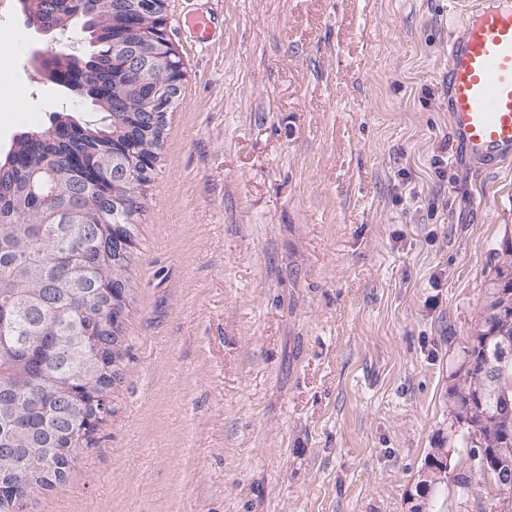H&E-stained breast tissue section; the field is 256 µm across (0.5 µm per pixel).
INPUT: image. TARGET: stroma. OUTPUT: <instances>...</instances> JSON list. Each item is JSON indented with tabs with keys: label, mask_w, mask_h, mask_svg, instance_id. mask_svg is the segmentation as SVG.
Segmentation results:
<instances>
[{
	"label": "stroma",
	"mask_w": 512,
	"mask_h": 512,
	"mask_svg": "<svg viewBox=\"0 0 512 512\" xmlns=\"http://www.w3.org/2000/svg\"><path fill=\"white\" fill-rule=\"evenodd\" d=\"M459 0H168L186 74L135 216L114 412L24 512H490L448 391L512 239L459 143ZM195 15L214 16L209 39ZM0 9V153L89 101ZM438 488L413 501L432 449Z\"/></svg>",
	"instance_id": "stroma-1"
}]
</instances>
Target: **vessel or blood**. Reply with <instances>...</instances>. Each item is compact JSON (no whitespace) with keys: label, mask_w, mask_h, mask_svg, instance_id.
Segmentation results:
<instances>
[{"label":"vessel or blood","mask_w":512,"mask_h":512,"mask_svg":"<svg viewBox=\"0 0 512 512\" xmlns=\"http://www.w3.org/2000/svg\"><path fill=\"white\" fill-rule=\"evenodd\" d=\"M449 121L475 156H512V8L474 6L449 45Z\"/></svg>","instance_id":"b4317fda"}]
</instances>
